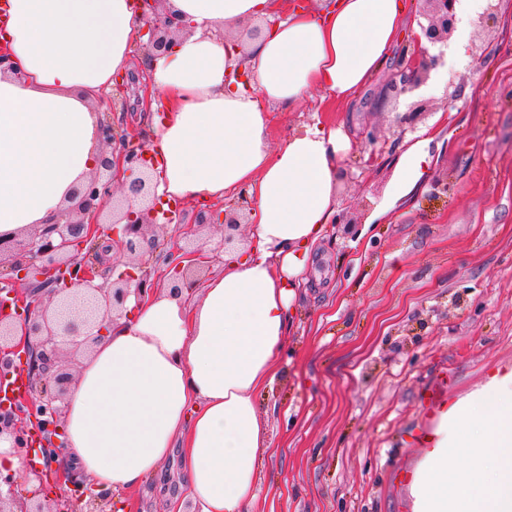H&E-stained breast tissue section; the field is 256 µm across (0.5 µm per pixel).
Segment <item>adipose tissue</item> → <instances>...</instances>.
<instances>
[{
	"label": "adipose tissue",
	"instance_id": "obj_1",
	"mask_svg": "<svg viewBox=\"0 0 512 512\" xmlns=\"http://www.w3.org/2000/svg\"><path fill=\"white\" fill-rule=\"evenodd\" d=\"M190 34L145 60L165 100L149 153L158 195L246 192L251 238L199 297L129 298L71 384L61 438L97 489L129 490L177 456L196 512H256L272 446L256 405L288 344L291 308L338 212L350 137L321 116L272 146L278 111L311 90L350 102L399 46L412 0H166ZM22 70L0 75V236L53 223L99 157L96 101L130 66L138 0H0ZM261 25L259 36L233 29ZM462 451L468 466L449 468ZM418 512H512V374L452 406L435 433Z\"/></svg>",
	"mask_w": 512,
	"mask_h": 512
}]
</instances>
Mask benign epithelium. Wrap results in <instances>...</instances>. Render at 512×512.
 <instances>
[{"instance_id":"1","label":"benign epithelium","mask_w":512,"mask_h":512,"mask_svg":"<svg viewBox=\"0 0 512 512\" xmlns=\"http://www.w3.org/2000/svg\"><path fill=\"white\" fill-rule=\"evenodd\" d=\"M148 6L145 34L147 56L173 52L177 37L186 29L178 16L160 9L163 0H142ZM458 0H424L426 23H418L420 35L412 51L400 55L387 83V95L398 101L426 84L430 72L444 64L448 41L456 28ZM439 47L435 55L429 48ZM0 74L22 75L16 59L0 45ZM426 112L423 101H415L397 121L396 139L415 130L416 117ZM97 137L102 147L96 171L72 189L67 207L54 224H48L18 242L0 238V257L8 256V277L0 276V368L7 371L12 357H28L30 369L24 393L13 403L15 411L41 436V454L55 459L63 442L58 438L65 395L71 377L63 367L62 348L68 353L86 351L101 336L106 322L125 311L130 294L149 298L165 281L170 294H193L197 275L237 245L236 231L249 209L248 196L222 211L205 206L197 211L194 224L182 230L187 243L176 249L164 273H159L157 229L181 223L175 210L160 211L154 176L146 164L145 144L136 134L121 133L104 115H98ZM224 225V239L214 249L199 242L200 230ZM120 246L128 257L123 269L106 267L82 255L84 247L106 241ZM28 314L17 330L14 311L24 298ZM12 439L18 458L17 474L0 473V512H72L73 502L87 496L86 482L65 468L54 471L57 481L70 494L46 500L39 490L19 498L16 475L27 473L43 482V472L32 463L28 428L13 415L0 416V438Z\"/></svg>"}]
</instances>
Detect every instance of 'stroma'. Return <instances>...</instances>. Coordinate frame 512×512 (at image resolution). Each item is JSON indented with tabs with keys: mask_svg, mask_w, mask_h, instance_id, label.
I'll return each mask as SVG.
<instances>
[{
	"mask_svg": "<svg viewBox=\"0 0 512 512\" xmlns=\"http://www.w3.org/2000/svg\"><path fill=\"white\" fill-rule=\"evenodd\" d=\"M143 53L134 46L136 87L105 95L116 101L113 125L147 139L162 98L149 90ZM390 71L383 66L351 104L322 102L315 90L296 111L276 113L272 145L317 109L351 136L339 168H355L365 135H386L396 117ZM419 95L429 110L418 125L431 136L427 175L391 208L402 140L363 179L339 181L342 206L369 229L360 237L340 226L323 243L276 383L257 397L273 443L258 477L262 512H415L443 415L512 373V0H500L494 24L468 17ZM446 109L451 123L437 122ZM435 386L443 402L429 411L424 397ZM177 468L170 459L165 479L88 494L73 510L116 512L126 501L131 512H169Z\"/></svg>",
	"mask_w": 512,
	"mask_h": 512,
	"instance_id": "1",
	"label": "stroma"
}]
</instances>
